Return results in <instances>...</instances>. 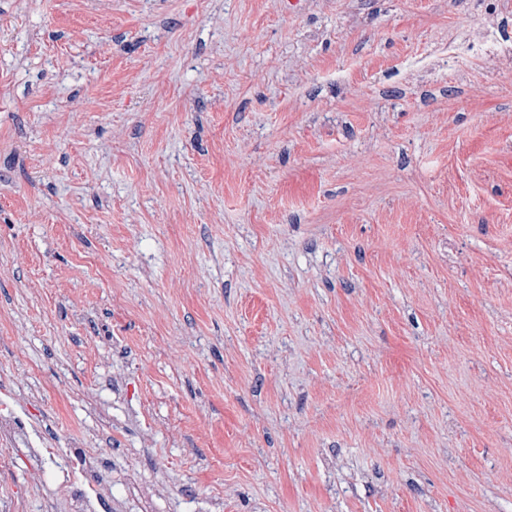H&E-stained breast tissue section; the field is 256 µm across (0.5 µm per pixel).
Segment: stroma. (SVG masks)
I'll return each instance as SVG.
<instances>
[{"mask_svg": "<svg viewBox=\"0 0 512 512\" xmlns=\"http://www.w3.org/2000/svg\"><path fill=\"white\" fill-rule=\"evenodd\" d=\"M488 2L0 0V512H512ZM68 489L73 512H96L98 508V499L95 500L91 492L82 484L76 482Z\"/></svg>", "mask_w": 512, "mask_h": 512, "instance_id": "1", "label": "stroma"}]
</instances>
